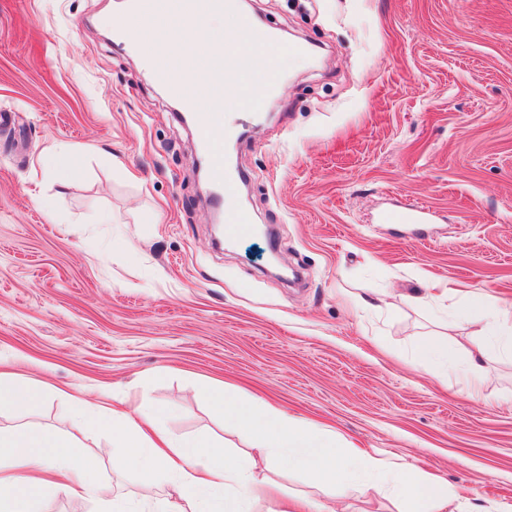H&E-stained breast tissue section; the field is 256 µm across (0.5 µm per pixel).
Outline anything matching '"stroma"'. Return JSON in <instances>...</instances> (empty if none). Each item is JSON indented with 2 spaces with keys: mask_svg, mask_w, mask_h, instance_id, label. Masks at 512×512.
Here are the masks:
<instances>
[{
  "mask_svg": "<svg viewBox=\"0 0 512 512\" xmlns=\"http://www.w3.org/2000/svg\"><path fill=\"white\" fill-rule=\"evenodd\" d=\"M127 0H0V371L58 388L29 423L71 434L66 393L165 404L176 436L248 449L197 393L240 389L372 454L512 500V362L472 393L415 351L460 293L512 301V0H249L294 58L262 111L227 113L239 214L273 228L302 281L266 271L267 238L211 241L192 125L114 35ZM43 168L40 185L27 175ZM76 177H67V169ZM435 213L424 239L377 220ZM455 292L359 311L370 288ZM100 475L132 502L172 497L133 472ZM285 494L334 512L396 498L272 468ZM433 215L422 207L407 208L395 205L382 210L379 221L382 224H430Z\"/></svg>",
  "mask_w": 512,
  "mask_h": 512,
  "instance_id": "35a3bbf8",
  "label": "stroma"
}]
</instances>
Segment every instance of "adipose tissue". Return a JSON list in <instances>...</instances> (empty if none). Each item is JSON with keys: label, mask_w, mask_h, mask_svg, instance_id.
<instances>
[{"label": "adipose tissue", "mask_w": 512, "mask_h": 512, "mask_svg": "<svg viewBox=\"0 0 512 512\" xmlns=\"http://www.w3.org/2000/svg\"><path fill=\"white\" fill-rule=\"evenodd\" d=\"M453 319L473 329L464 360L449 355L447 343L438 337L418 344L422 359L436 363L441 372L461 369L477 379L491 354L512 359V305L468 295L458 302ZM198 393L213 413L253 437L255 453L230 455L218 441L172 438L163 425L166 409L155 404L132 411L119 400L103 409L76 403L74 426L109 435L114 470L137 471L147 485L160 477L171 482L175 499L147 504V512H252L254 505L276 495L271 478L258 466L262 459L285 460L338 487L367 476L370 489L400 499L404 512H448L459 498L447 479L354 449L335 432L275 406L213 386ZM46 397L42 386L0 372V404L22 416ZM50 492L92 501L98 512H127L100 478L96 459L81 454L71 438L24 419L0 427V512H38Z\"/></svg>", "instance_id": "1"}]
</instances>
